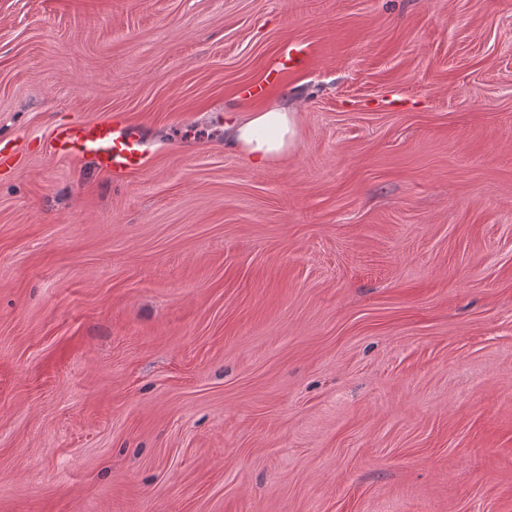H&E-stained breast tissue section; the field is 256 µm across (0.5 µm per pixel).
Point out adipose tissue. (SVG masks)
Listing matches in <instances>:
<instances>
[{
	"label": "adipose tissue",
	"mask_w": 512,
	"mask_h": 512,
	"mask_svg": "<svg viewBox=\"0 0 512 512\" xmlns=\"http://www.w3.org/2000/svg\"><path fill=\"white\" fill-rule=\"evenodd\" d=\"M296 112L279 103L253 112L231 126L232 143L256 162L264 164L288 151L296 135Z\"/></svg>",
	"instance_id": "adipose-tissue-1"
}]
</instances>
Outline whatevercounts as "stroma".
Returning <instances> with one entry per match:
<instances>
[{"label": "stroma", "instance_id": "1", "mask_svg": "<svg viewBox=\"0 0 512 512\" xmlns=\"http://www.w3.org/2000/svg\"><path fill=\"white\" fill-rule=\"evenodd\" d=\"M0 139V512H512V0H0ZM296 112L288 103L251 112L230 127L231 142L259 164L278 157L293 145ZM49 153L91 160L100 173L112 177L137 173L147 161V151L136 131L111 114L57 124L51 132Z\"/></svg>", "mask_w": 512, "mask_h": 512}]
</instances>
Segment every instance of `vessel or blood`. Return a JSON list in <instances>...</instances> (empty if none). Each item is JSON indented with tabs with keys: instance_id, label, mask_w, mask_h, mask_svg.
Segmentation results:
<instances>
[{
	"instance_id": "b4317fda",
	"label": "vessel or blood",
	"mask_w": 512,
	"mask_h": 512,
	"mask_svg": "<svg viewBox=\"0 0 512 512\" xmlns=\"http://www.w3.org/2000/svg\"><path fill=\"white\" fill-rule=\"evenodd\" d=\"M50 154L91 160L105 175L120 177L141 171L147 151L136 131L112 115L94 120L57 124L49 142Z\"/></svg>"
}]
</instances>
